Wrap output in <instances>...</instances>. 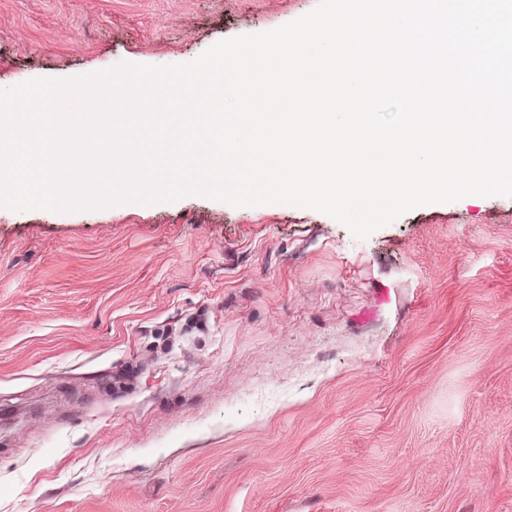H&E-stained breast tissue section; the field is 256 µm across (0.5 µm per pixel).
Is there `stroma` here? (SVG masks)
<instances>
[{
	"instance_id": "obj_1",
	"label": "stroma",
	"mask_w": 512,
	"mask_h": 512,
	"mask_svg": "<svg viewBox=\"0 0 512 512\" xmlns=\"http://www.w3.org/2000/svg\"><path fill=\"white\" fill-rule=\"evenodd\" d=\"M318 0H0V89ZM0 512H512V198L0 209Z\"/></svg>"
}]
</instances>
